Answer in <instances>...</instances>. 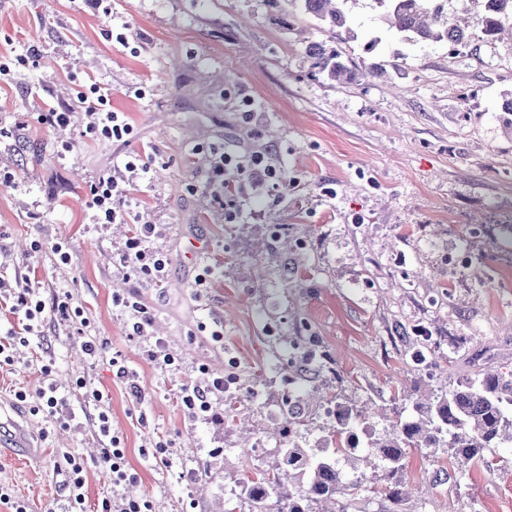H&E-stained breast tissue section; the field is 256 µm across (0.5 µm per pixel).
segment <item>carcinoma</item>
<instances>
[{"label":"carcinoma","mask_w":512,"mask_h":512,"mask_svg":"<svg viewBox=\"0 0 512 512\" xmlns=\"http://www.w3.org/2000/svg\"><path fill=\"white\" fill-rule=\"evenodd\" d=\"M297 10L311 14L329 26L336 36L350 33L347 4L351 0H288ZM455 0H370L373 10L391 30L406 34L409 42L447 41L448 45L472 49L480 58L481 47L493 44L502 34L512 36V0H484L481 15L465 26L458 24ZM313 70L338 84L361 77H382L386 68L373 62L363 67L342 60V53L321 43L306 47ZM339 417L332 432L333 453L319 455L290 439L282 449V463L288 466V481L278 476L235 480L227 503L246 500L252 512H334L326 508L336 498L352 495L367 481L363 464L375 457L382 463L392 512H399L405 489V458L409 448H446L448 458L463 466L488 463L485 451L504 440L512 441V371H490L455 387H441L424 403L416 404L418 417L395 421L380 438L368 443L371 456H353L355 439L350 424L365 419L364 411L330 398ZM283 419L288 434L308 427L300 402H284ZM350 466L354 479L348 480L337 467L336 457Z\"/></svg>","instance_id":"cac0c4a2"}]
</instances>
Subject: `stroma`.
<instances>
[{"mask_svg": "<svg viewBox=\"0 0 512 512\" xmlns=\"http://www.w3.org/2000/svg\"><path fill=\"white\" fill-rule=\"evenodd\" d=\"M288 10L287 0H0V62L10 68L0 78V277H30L48 305L68 296L86 321L80 330L47 313L42 335L0 366V419L27 441L16 447L0 430V486L30 512L67 507L65 451L88 463L87 512L112 494L96 465L97 410L71 389L79 377L108 396L137 475L124 494L153 512H224L235 479L281 463L288 395L302 399L311 424L301 441L314 448L335 421L313 391L375 409L360 429L378 436L414 416L429 388L512 369V262L491 249L498 218L512 215V112L500 109L512 95V43L482 47L476 59L444 41L408 45L363 0L352 7L353 37L340 43L310 15L281 25ZM312 41L387 64L388 75L331 84L310 66ZM90 82L111 88L113 111L133 128L127 141L84 136L77 95ZM57 102L73 106L62 131L39 118ZM224 149L266 152L287 184L241 185L249 216L240 224L225 222L207 189L211 155ZM130 155L151 168L128 198L130 218L91 223L90 183ZM137 224L160 230L161 286L122 266ZM198 244L206 253L194 266ZM129 295L152 317L148 337L115 304ZM217 323L219 342L208 334ZM420 326L439 342L421 367ZM89 336L122 355L134 384L84 353ZM150 340L176 369L147 359ZM230 360L248 396L247 441L227 419L192 417L182 402L200 367L219 374ZM47 368L72 407L55 424L14 397L36 392ZM159 445L168 465L153 458ZM487 456L491 470L464 472L447 454L410 449L403 512H512V446Z\"/></svg>", "mask_w": 512, "mask_h": 512, "instance_id": "1", "label": "stroma"}]
</instances>
